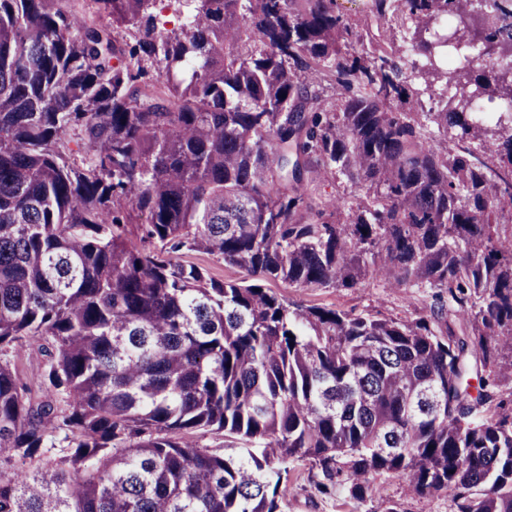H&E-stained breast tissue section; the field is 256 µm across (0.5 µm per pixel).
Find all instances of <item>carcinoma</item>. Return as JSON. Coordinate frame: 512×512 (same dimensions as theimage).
Instances as JSON below:
<instances>
[{
  "label": "carcinoma",
  "mask_w": 512,
  "mask_h": 512,
  "mask_svg": "<svg viewBox=\"0 0 512 512\" xmlns=\"http://www.w3.org/2000/svg\"><path fill=\"white\" fill-rule=\"evenodd\" d=\"M66 2L0 0V512H285L305 460L360 504L386 475L512 512V113L495 154L470 146L472 101L512 98V0H373L386 35L360 50L336 0H172V30L159 0H85L98 24ZM477 9L507 53L450 71ZM398 19L454 88L440 110L399 107ZM328 174L365 198L314 203ZM376 271L429 308L269 287ZM32 339L36 396L8 359ZM182 260L197 263L199 265L206 266L210 269V272L218 278H242L244 273L236 268L224 266V262L217 260L212 256L200 254V253H189L184 255ZM288 300L299 305L318 304L359 313L386 317H413L426 309L432 300L414 288H394L380 275H373L362 286L352 289L288 288L278 282L271 286Z\"/></svg>",
  "instance_id": "cac0c4a2"
}]
</instances>
